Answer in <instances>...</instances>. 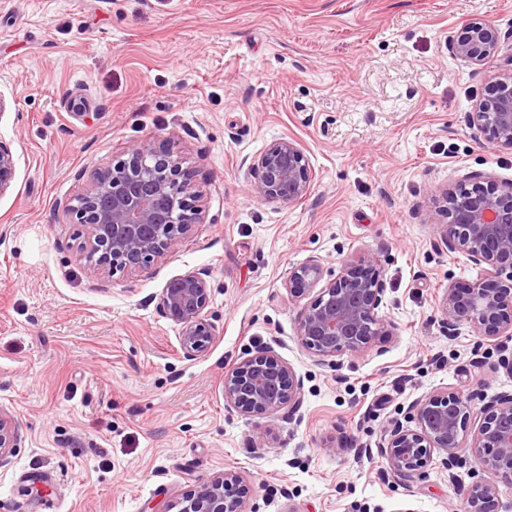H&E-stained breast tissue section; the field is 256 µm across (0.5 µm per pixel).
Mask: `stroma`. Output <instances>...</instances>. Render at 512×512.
<instances>
[{"mask_svg":"<svg viewBox=\"0 0 512 512\" xmlns=\"http://www.w3.org/2000/svg\"><path fill=\"white\" fill-rule=\"evenodd\" d=\"M475 15L512 47V0H0V408L20 433L0 512H169L227 470L248 512H463L445 453L405 483L378 447L425 396L512 393V338L439 324L486 267L441 242L436 188L512 183V151L468 123L495 70L448 49ZM280 138L314 173L289 207L243 164ZM134 142L180 152L202 214L148 269L101 276L65 206ZM367 255L393 333L321 364L284 282ZM197 270L215 338L188 358L160 298ZM267 346L302 404L254 418L224 377ZM15 178V161L11 149L0 142V195L10 189Z\"/></svg>","mask_w":512,"mask_h":512,"instance_id":"obj_1","label":"stroma"}]
</instances>
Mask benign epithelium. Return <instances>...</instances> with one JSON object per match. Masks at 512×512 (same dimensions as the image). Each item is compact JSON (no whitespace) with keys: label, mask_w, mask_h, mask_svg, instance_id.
Segmentation results:
<instances>
[{"label":"benign epithelium","mask_w":512,"mask_h":512,"mask_svg":"<svg viewBox=\"0 0 512 512\" xmlns=\"http://www.w3.org/2000/svg\"><path fill=\"white\" fill-rule=\"evenodd\" d=\"M452 55L486 66L499 57L497 28L472 17L449 39ZM469 124L496 148L512 150V54L495 77L494 93L476 103ZM251 190L264 202L291 206L309 193L313 173L302 148L291 139L271 142L250 164ZM15 178L11 149L0 142V195ZM444 245L474 263L487 265L484 276L450 285L442 304V323L453 334L461 323L472 325L484 339L512 337V184L474 182L471 187L436 191ZM201 194L191 183L179 155L134 144L127 158L96 169L75 203L68 206L85 231L82 258L99 272L133 274L173 252L192 232L200 214ZM284 288L303 302L298 336L321 362L366 351L379 336H390V324L378 315L384 288L375 259L364 256L324 279L320 263L310 260L288 273ZM210 303L207 274L188 272L172 278L162 290L166 317L181 326L180 345L188 358L206 351L215 336L205 318ZM224 401L244 414L261 417L302 402V383L274 350L266 347L238 363L224 377ZM473 396L436 394L409 407L416 428L401 424L388 430L381 455L389 469L405 480L422 476L436 451L447 454L448 477L466 512H496L500 487L512 488V395L491 398L481 407ZM478 418L470 453L459 456L471 418ZM13 416L0 409V463L18 446ZM479 467L488 480L463 483L453 470ZM239 475L226 471L200 490L174 504L176 512H248L236 485Z\"/></svg>","instance_id":"obj_1"}]
</instances>
